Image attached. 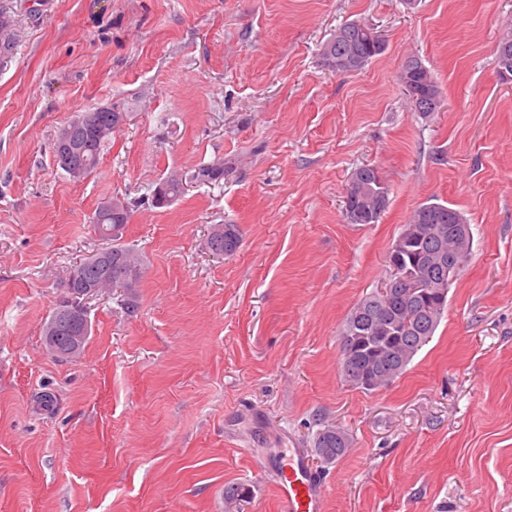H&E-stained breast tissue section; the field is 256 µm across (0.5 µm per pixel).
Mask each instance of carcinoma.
I'll return each mask as SVG.
<instances>
[{
  "mask_svg": "<svg viewBox=\"0 0 512 512\" xmlns=\"http://www.w3.org/2000/svg\"><path fill=\"white\" fill-rule=\"evenodd\" d=\"M384 49L371 42L368 34L350 20L342 23L331 36L319 46L321 65L334 74H348L360 70ZM499 76L512 80V24L500 32L494 49ZM400 82L411 108L428 118L439 111L442 104L441 89L431 70L416 55L407 57L401 67ZM90 117L98 124L104 117L93 112H84L68 123V130H58L54 142V155H59L62 145H67L70 169L81 175L75 181L85 179L97 166L102 147L112 130L100 129L98 136L87 137L83 120ZM112 213L96 209L98 220L92 229L108 245L72 265L66 274L71 284L63 288L78 287L95 277L97 271L90 261L106 251L110 266L104 277L112 288H127L130 267L135 265L133 254L125 247L114 243L106 229L114 224H124L128 218V202L113 197ZM389 204V186L383 173L375 165L365 164L351 175L346 195L345 208H353L370 214L369 223H375ZM467 223L456 209L440 203H423L417 206L398 238L413 242L417 256H434L443 246L451 245L455 226ZM222 232L212 236L213 254L232 255L239 243L237 226L220 225ZM427 289L431 296L423 300L403 298L390 309H384L382 297L371 292L363 296L350 311L341 331L340 362L344 380L351 386L371 391L385 387L403 375L413 358L434 335L448 305V268L429 266L426 268ZM77 297L67 293L55 307L43 325L46 348L56 357H71L73 339L81 335L82 324L72 319ZM350 445L349 434L341 427L323 425L317 431L313 447L319 459L327 464L343 456Z\"/></svg>",
  "mask_w": 512,
  "mask_h": 512,
  "instance_id": "1",
  "label": "carcinoma"
}]
</instances>
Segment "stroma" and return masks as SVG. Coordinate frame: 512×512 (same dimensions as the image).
<instances>
[{"instance_id": "35a3bbf8", "label": "stroma", "mask_w": 512, "mask_h": 512, "mask_svg": "<svg viewBox=\"0 0 512 512\" xmlns=\"http://www.w3.org/2000/svg\"><path fill=\"white\" fill-rule=\"evenodd\" d=\"M0 512H280L282 450L311 455L324 512H512V82L493 49L512 0H0ZM386 49L337 75L341 23ZM418 55L443 105L411 109ZM127 120L75 181L52 144L76 113ZM223 162L224 177L195 181ZM378 166L389 205L349 223L350 176ZM179 176L183 195L153 205ZM127 199L134 288L84 299L92 332L53 358L41 328L90 221ZM461 211L470 261L432 340L389 386L340 371L341 328L388 276L425 201ZM241 242L219 258L212 225ZM50 393L54 404L40 409ZM349 434L312 456L319 421ZM238 489L228 498L227 489Z\"/></svg>"}]
</instances>
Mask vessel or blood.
<instances>
[{"label": "vessel or blood", "instance_id": "b4317fda", "mask_svg": "<svg viewBox=\"0 0 512 512\" xmlns=\"http://www.w3.org/2000/svg\"><path fill=\"white\" fill-rule=\"evenodd\" d=\"M320 487L321 477L310 467L305 454L297 449L289 450L276 483L282 512H322Z\"/></svg>", "mask_w": 512, "mask_h": 512}]
</instances>
